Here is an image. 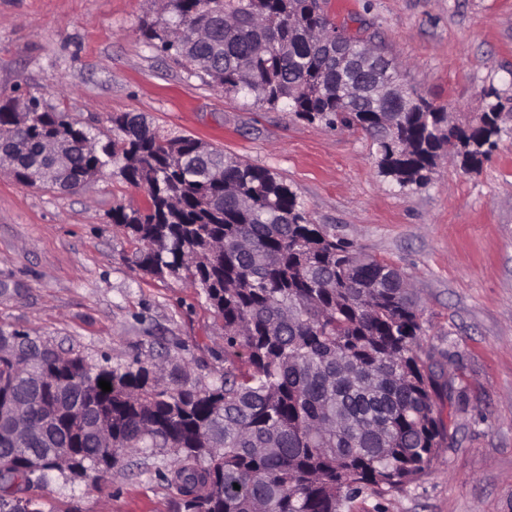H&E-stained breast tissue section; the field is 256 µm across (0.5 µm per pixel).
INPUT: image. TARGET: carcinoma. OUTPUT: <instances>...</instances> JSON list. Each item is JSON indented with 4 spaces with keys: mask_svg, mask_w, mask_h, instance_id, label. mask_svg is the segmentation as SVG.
<instances>
[{
    "mask_svg": "<svg viewBox=\"0 0 512 512\" xmlns=\"http://www.w3.org/2000/svg\"><path fill=\"white\" fill-rule=\"evenodd\" d=\"M325 0H167L141 29L214 86L299 120L360 130L378 168L421 186L445 153L475 170L512 120L489 88L465 125L425 99L404 109L372 91L400 64L359 61ZM0 105V163L15 181L69 191L118 166L145 204L112 210L148 274L200 289L224 329V373L189 384L192 362L114 366L0 327V512H45L33 490L59 473L97 483L125 456L172 453L158 468L184 512H344L364 489H399L440 461L466 405L449 363L422 356V309L405 275L311 222L285 179L192 136L167 137L141 113L112 115L99 138L30 96ZM111 384L104 392L99 381Z\"/></svg>",
    "mask_w": 512,
    "mask_h": 512,
    "instance_id": "carcinoma-1",
    "label": "carcinoma"
}]
</instances>
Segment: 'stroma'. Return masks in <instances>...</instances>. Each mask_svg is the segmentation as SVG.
Instances as JSON below:
<instances>
[{"label":"stroma","mask_w":512,"mask_h":512,"mask_svg":"<svg viewBox=\"0 0 512 512\" xmlns=\"http://www.w3.org/2000/svg\"><path fill=\"white\" fill-rule=\"evenodd\" d=\"M348 32L375 36L403 82L463 123L489 88L512 95V0H329ZM160 0H0V103L24 92L94 130L146 115L283 177L314 223L362 255L393 263L420 298L425 352L452 360L467 405L443 462L402 489L372 490L350 512H512V121L466 172L444 155L431 180L400 187L360 131L224 93L148 45ZM143 190L106 172L73 192L24 186L0 169V326L87 359L192 362L205 386L224 370V331L183 279L144 274L113 209ZM150 454L127 456L100 488L53 474L48 512H180Z\"/></svg>","instance_id":"stroma-1"}]
</instances>
